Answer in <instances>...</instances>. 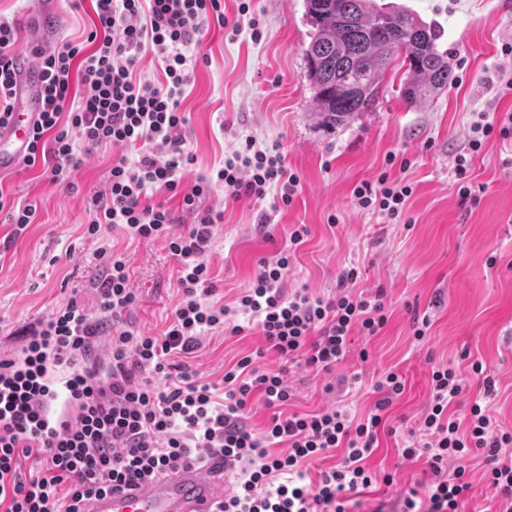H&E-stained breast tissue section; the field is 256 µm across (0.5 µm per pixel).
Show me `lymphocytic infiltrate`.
Segmentation results:
<instances>
[{
    "instance_id": "f902f5d3",
    "label": "lymphocytic infiltrate",
    "mask_w": 512,
    "mask_h": 512,
    "mask_svg": "<svg viewBox=\"0 0 512 512\" xmlns=\"http://www.w3.org/2000/svg\"><path fill=\"white\" fill-rule=\"evenodd\" d=\"M92 6L86 41L37 53L44 89L24 164L65 186L93 149H125L104 190L91 198L87 232L97 236L112 224L139 239L165 241L179 264L181 300L163 336L123 328L136 296L125 259L102 248L97 312L70 298L40 320L21 354L0 360V512H83V501L95 494L147 484L213 457L237 474L218 512H354L352 500L375 479L366 462L404 382L385 372L373 385L378 399L356 423L336 406L288 412L293 393L287 375L293 368L331 371L347 356L352 332L379 334L388 321L382 293L349 292L353 269L342 271L334 295L287 292L291 262L308 234L301 225L276 260L260 262L237 308L213 301L205 256L222 215L201 207V199L220 187L229 201L273 192L287 205L299 185L278 152L259 149L248 137L184 194L191 223L177 225L164 203L153 200L155 192L176 191L181 171L194 162L181 133L187 119L180 98L191 72L185 47L209 24L234 34L240 27L225 18L224 0H93ZM17 41L16 27L0 21L1 125L13 110ZM148 54L164 73L157 87L135 75ZM411 193V186L385 173L353 190L361 209L390 221L401 220ZM244 317L257 319L266 347L225 370L222 384L196 380L187 364H170L173 355L195 352L207 332L241 334ZM103 335L108 348L100 362L95 348ZM269 350L279 357L278 368L262 365ZM471 372L480 392L469 398L455 369L432 365L430 400L401 453L422 462L433 478L403 495L401 512H465L469 460L476 453L487 465L498 512H512V431L489 413L497 392L493 374L478 360ZM160 375L165 385H156ZM256 392L272 410L260 432L246 422ZM460 402L468 412L458 419L448 408ZM281 445L286 453H278ZM336 450L342 453L336 465L311 471L314 460Z\"/></svg>"
}]
</instances>
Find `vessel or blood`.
Segmentation results:
<instances>
[{
    "label": "vessel or blood",
    "instance_id": "1",
    "mask_svg": "<svg viewBox=\"0 0 512 512\" xmlns=\"http://www.w3.org/2000/svg\"><path fill=\"white\" fill-rule=\"evenodd\" d=\"M41 83L38 71L27 69L19 75L14 112L8 124L0 126V173L15 167L28 153L39 115ZM232 478L216 463H188L151 484L93 497L85 512H216L218 489Z\"/></svg>",
    "mask_w": 512,
    "mask_h": 512
}]
</instances>
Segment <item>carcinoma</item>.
<instances>
[{
	"instance_id": "1",
	"label": "carcinoma",
	"mask_w": 512,
	"mask_h": 512,
	"mask_svg": "<svg viewBox=\"0 0 512 512\" xmlns=\"http://www.w3.org/2000/svg\"><path fill=\"white\" fill-rule=\"evenodd\" d=\"M310 41L303 49L314 111L334 127L357 112H372L394 65L409 76L399 89L419 105L454 81L437 27L404 7L374 0H306Z\"/></svg>"
}]
</instances>
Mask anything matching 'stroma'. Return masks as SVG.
<instances>
[{"mask_svg":"<svg viewBox=\"0 0 512 512\" xmlns=\"http://www.w3.org/2000/svg\"><path fill=\"white\" fill-rule=\"evenodd\" d=\"M403 6L435 23L455 80L440 94L415 107L399 96L402 70H389L379 103L336 127L322 126L305 79L303 47L309 42L305 0H250L248 15L261 32L249 28L230 36L210 25L188 52L197 57L181 97L187 118L184 134L194 163L182 173V189L196 176L222 165L245 137L273 147L300 184L290 206L275 195L264 199H224L215 190L205 207L223 212L207 251L219 303L236 306L250 287L260 261L276 259L289 233L306 225L286 281L287 290L314 295L334 292L343 269L354 267L353 292L383 290L388 322L379 336L353 332L344 361L331 373L292 370L291 410H322L346 401L355 419L366 418L376 400L371 384L387 370L405 381L389 410V432L368 465L378 482L362 495L363 512L385 506L398 512L400 499L426 475L422 463L403 459L398 448L417 426L429 400L430 365L444 362L468 374L469 360L493 372L497 394L490 413L512 430V138H492L472 156L469 175L485 190L477 206H462L454 166L466 153L470 127L479 116L512 113V0H376ZM90 0H0V19L18 29L16 53L22 66H36V50L50 51L63 41H84L91 29ZM121 148L94 150L72 175V189L50 182L41 168L17 165L0 174V191L15 205H36L33 224L14 235L0 214V357L21 351L26 332L40 318L79 296L96 309L92 286L102 269L96 251L121 254L129 286L136 295L125 318L132 330L163 335L180 298L178 267L160 240L136 239L120 228L86 233V208L101 191ZM411 186L401 222L361 210L354 188L380 173ZM265 230H258L260 215ZM428 316L424 340L413 335L414 316ZM264 345L256 323L245 332L205 335L188 363L204 382H221L225 369ZM368 359H360V350ZM361 374L363 386L346 394L342 381ZM392 484H384L385 474Z\"/></svg>","mask_w":512,"mask_h":512,"instance_id":"35a3bbf8","label":"stroma"}]
</instances>
